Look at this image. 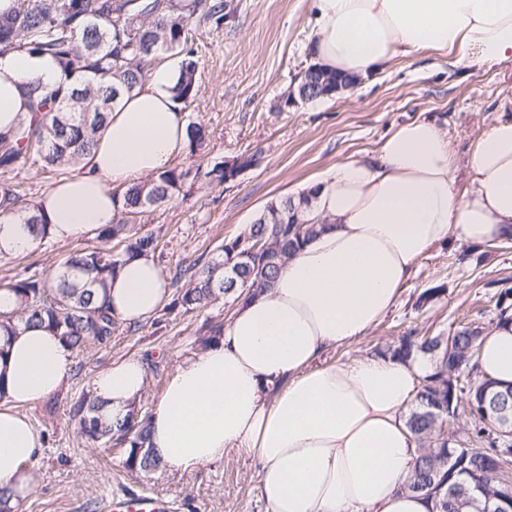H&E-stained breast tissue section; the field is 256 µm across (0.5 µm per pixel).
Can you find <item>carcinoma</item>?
<instances>
[{
  "instance_id": "1",
  "label": "carcinoma",
  "mask_w": 512,
  "mask_h": 512,
  "mask_svg": "<svg viewBox=\"0 0 512 512\" xmlns=\"http://www.w3.org/2000/svg\"><path fill=\"white\" fill-rule=\"evenodd\" d=\"M198 17L222 25L224 0H13L11 9L0 12V55L27 51L49 56L78 84L69 91L38 81L27 84L28 111L0 132V173L29 161L52 170L81 165L108 112L123 94L143 87L162 52L182 55L173 92L181 108L189 107L198 93V61L189 45ZM205 140L202 125H189L190 152L202 149ZM188 175L167 170L120 195L118 218L99 237L122 243L121 251L82 250L44 279L8 284L17 304L0 313V333L16 336L23 327L39 326L76 353L110 339L117 319L106 301L108 282L125 260L156 250L154 236L138 228L140 217L170 202ZM310 207L308 195L276 201L210 259L177 270L173 282L184 285L173 305L188 312L240 290L251 296L269 290L286 261L323 228L304 218L285 224L283 213L296 209L303 215ZM18 211L35 238L48 236V224L36 207L24 205L13 185L0 182V214ZM256 245V253L241 257ZM482 335L469 325L454 332L451 349L439 346L434 336H404L398 345L378 351L404 362L418 354L432 361L433 371L422 379L406 420L422 449L406 490L430 500L432 512H496L512 502V479L498 472L500 464L512 461V445L493 430L499 413L512 410V387L477 374ZM102 407L90 392L71 407L87 442L126 446V467L144 475L164 466L150 446V417L137 404L114 424L103 419ZM455 423L467 434L469 447L456 443V431L444 429ZM445 484L454 488L450 498L437 493Z\"/></svg>"
}]
</instances>
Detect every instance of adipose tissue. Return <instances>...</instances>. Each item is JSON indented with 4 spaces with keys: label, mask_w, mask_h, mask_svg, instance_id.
<instances>
[{
    "label": "adipose tissue",
    "mask_w": 512,
    "mask_h": 512,
    "mask_svg": "<svg viewBox=\"0 0 512 512\" xmlns=\"http://www.w3.org/2000/svg\"><path fill=\"white\" fill-rule=\"evenodd\" d=\"M311 50L340 75L365 76L423 50L471 67L512 60V0H313ZM175 68H152L123 95L79 174L46 192L37 209L51 236L95 235L118 213L116 187L166 170L184 152L188 122L170 89ZM60 81L57 63L24 51L0 56V131L26 110L23 86ZM448 136L431 120L393 128L373 160L337 164L310 186L323 232L297 250L270 290L242 302L220 340L176 367L151 416L150 443L169 466L190 471L234 451L260 465L265 512H431L404 491L418 449L406 416L432 363L326 352L378 325L396 306L420 257L455 238L485 243L512 234V116L469 150L473 186L459 190ZM169 295L152 257L128 260L107 291L116 317L148 320ZM478 370L512 383V321L480 344ZM70 352L49 331L11 337L0 359V488H31L29 463L44 439L21 406L66 382ZM148 370L128 357L93 390L103 416L123 419Z\"/></svg>",
    "instance_id": "ef3b65f1"
}]
</instances>
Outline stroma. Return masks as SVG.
I'll list each match as a JSON object with an SVG mask.
<instances>
[{
	"mask_svg": "<svg viewBox=\"0 0 512 512\" xmlns=\"http://www.w3.org/2000/svg\"><path fill=\"white\" fill-rule=\"evenodd\" d=\"M222 26L201 23L192 47L199 61L198 93L188 122L202 124L206 144L184 154L173 167L189 176L173 200L146 213L143 232L153 234V254L164 277L211 258L276 200L298 196L336 164L372 158L385 135L413 119L435 120L447 132L455 155L458 188L471 185L472 141L498 118L512 115V61L490 67L456 63L448 54L425 50L397 60L384 71L358 78L339 94L294 106L281 98L313 64L311 0H224ZM258 154L234 180L217 183L210 164ZM72 169L45 172L26 164L9 175L25 202L34 204ZM99 237L72 241L47 237L29 252L0 257V287L20 278L53 273L70 255L100 247ZM433 302L419 305L430 288ZM512 288V240L494 244L445 242L418 260L400 300L364 336L332 348L327 360L344 362L397 345L401 336H432L472 325L491 332L498 293ZM240 303L191 313L164 302L146 322L118 323L111 338L73 356L69 377L51 397L24 412L44 437L41 457L30 464L32 485L19 512H106L114 495H153L169 500L173 512H264L258 464L229 453L193 472L163 468L144 476L125 467L121 448L101 447L81 437L69 408L91 391L105 368L129 356L147 365L141 398L152 411L175 367L200 354L207 327L226 323Z\"/></svg>",
	"mask_w": 512,
	"mask_h": 512,
	"instance_id": "1",
	"label": "stroma"
}]
</instances>
